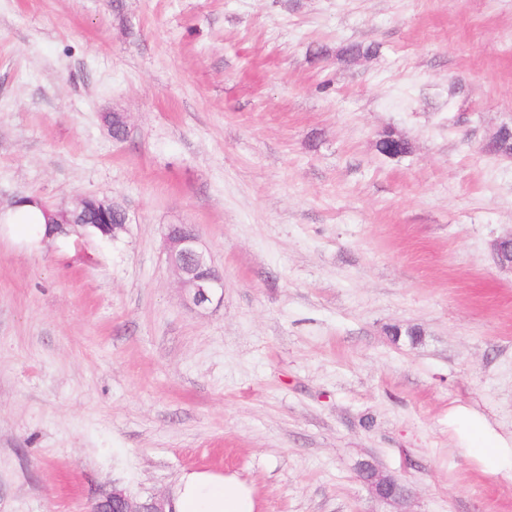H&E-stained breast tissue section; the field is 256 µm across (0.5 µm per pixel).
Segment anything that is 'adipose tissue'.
<instances>
[{
    "label": "adipose tissue",
    "mask_w": 512,
    "mask_h": 512,
    "mask_svg": "<svg viewBox=\"0 0 512 512\" xmlns=\"http://www.w3.org/2000/svg\"><path fill=\"white\" fill-rule=\"evenodd\" d=\"M448 429L491 473L512 472V432L499 433L476 411L458 405L448 411ZM175 512H254L251 488L235 474L211 471L183 473L174 487Z\"/></svg>",
    "instance_id": "1"
}]
</instances>
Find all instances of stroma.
Masks as SVG:
<instances>
[{
  "label": "stroma",
  "mask_w": 512,
  "mask_h": 512,
  "mask_svg": "<svg viewBox=\"0 0 512 512\" xmlns=\"http://www.w3.org/2000/svg\"><path fill=\"white\" fill-rule=\"evenodd\" d=\"M505 125L512 0H0V213L128 216L80 246L0 223V512L193 470L255 512H397L366 460L407 512H512V476L448 431L455 405L512 431ZM172 224L222 302L187 303ZM165 250L190 305L206 308L216 298L223 300L224 280L215 270L210 252L196 232L183 235L170 226L165 236ZM359 476L369 491L381 500L402 502L408 498V489L402 490L403 483L390 475L383 474L377 466L369 461L360 464ZM397 488L401 489L399 493H397Z\"/></svg>",
  "instance_id": "1"
}]
</instances>
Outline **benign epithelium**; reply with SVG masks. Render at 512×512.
Listing matches in <instances>:
<instances>
[{"label": "benign epithelium", "instance_id": "benign-epithelium-1", "mask_svg": "<svg viewBox=\"0 0 512 512\" xmlns=\"http://www.w3.org/2000/svg\"><path fill=\"white\" fill-rule=\"evenodd\" d=\"M114 204L95 198H81L69 210H59L60 223L50 225L53 236L79 240L92 238L116 240L125 230V225L114 224L110 215ZM80 210H93L100 216L97 224H73L70 215ZM165 250L169 264L177 273L181 287L186 290L188 303L196 308H206L215 299L224 297V280L215 270L209 250L201 242L195 232L183 235L169 228L165 236ZM359 476L369 491L377 498L402 502L408 498V490L402 488L398 479L383 474L373 463L366 461L360 464ZM168 498H154L141 502L114 490L112 494L91 503L89 512H171L166 508Z\"/></svg>", "mask_w": 512, "mask_h": 512}]
</instances>
